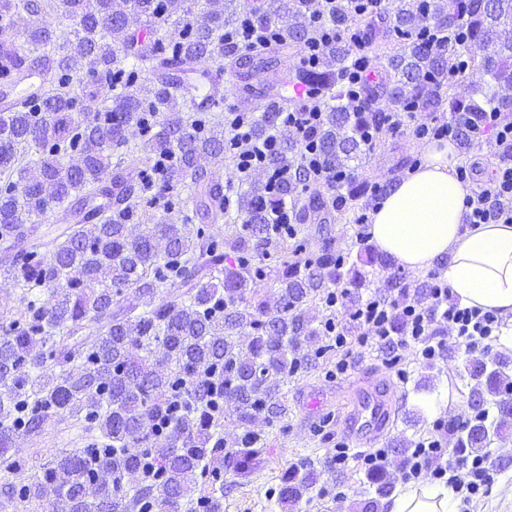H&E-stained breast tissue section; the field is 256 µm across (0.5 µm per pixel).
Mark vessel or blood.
I'll return each mask as SVG.
<instances>
[{"label":"vessel or blood","mask_w":512,"mask_h":512,"mask_svg":"<svg viewBox=\"0 0 512 512\" xmlns=\"http://www.w3.org/2000/svg\"><path fill=\"white\" fill-rule=\"evenodd\" d=\"M38 85L35 77L23 85L0 84V110L6 109L14 99L26 98ZM394 408L380 385L370 381L352 397L343 423L356 445L366 447L383 435Z\"/></svg>","instance_id":"vessel-or-blood-1"}]
</instances>
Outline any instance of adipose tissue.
Returning a JSON list of instances; mask_svg holds the SVG:
<instances>
[{
    "mask_svg": "<svg viewBox=\"0 0 512 512\" xmlns=\"http://www.w3.org/2000/svg\"><path fill=\"white\" fill-rule=\"evenodd\" d=\"M451 143L425 147L421 164L392 183L371 214V238L404 269L440 265L441 277L466 306L506 319L504 349L512 348V224L463 221L468 184L454 169ZM384 512H456L445 485L422 477L386 500Z\"/></svg>",
    "mask_w": 512,
    "mask_h": 512,
    "instance_id": "1",
    "label": "adipose tissue"
}]
</instances>
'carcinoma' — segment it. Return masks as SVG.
Instances as JSON below:
<instances>
[{
    "mask_svg": "<svg viewBox=\"0 0 512 512\" xmlns=\"http://www.w3.org/2000/svg\"><path fill=\"white\" fill-rule=\"evenodd\" d=\"M233 0H203L195 14L185 0H0V79L42 77L39 93L6 112L11 135L0 142V253H12L0 277L16 304L0 316V505L14 512H224V461L252 470L261 463L264 436L255 422L285 417L284 387L307 369L304 345L323 336L303 305L324 298L348 277L367 286V272L344 262L326 242L321 253L269 272L251 259L278 250L287 237L274 214L291 210L296 224L311 212L342 211L364 193L355 167L365 133L387 121L380 102L402 112L417 102L428 112L448 107L473 125L491 110L512 112L495 87L512 84V0H389L386 11L359 19L375 77L362 85V104L346 107L344 77L351 60L337 41L327 59L307 71L327 112L309 134L325 165L345 174L327 193L295 195L307 172L298 144L282 131L284 103L270 102L256 121L259 136L281 133L280 157L293 153V172L277 191L255 182L224 188L200 164L224 155V107L197 109L199 89L173 80L219 55L239 78L277 52L307 37L309 0H278L273 17L282 38L241 53L224 42L236 26ZM429 12L450 31L449 42L429 50L418 25ZM33 19L23 38L18 20ZM63 17L70 25L62 27ZM145 19L151 36L130 28ZM399 47L386 46L387 20ZM470 54L468 91L460 52ZM140 130L130 143L128 130ZM166 168L150 172L160 159ZM192 189L182 222L154 221L171 209L177 187ZM49 209L79 221L42 242L38 220ZM241 231L218 239L210 224ZM31 238L29 250L15 244ZM234 258L238 267L225 266ZM267 278L271 295H247L249 281ZM512 360L469 357L460 379L470 404L490 401L498 413L478 418L456 435L465 454L490 444L512 426ZM232 415L241 430L224 436ZM74 428L79 441L33 465L20 444L40 436L50 418ZM282 478L279 504L292 512L317 481L314 463ZM376 512L393 481L381 465L369 475Z\"/></svg>",
    "mask_w": 512,
    "mask_h": 512,
    "instance_id": "1",
    "label": "carcinoma"
}]
</instances>
